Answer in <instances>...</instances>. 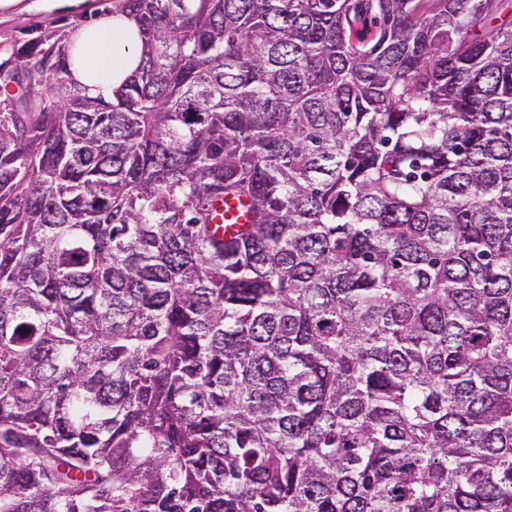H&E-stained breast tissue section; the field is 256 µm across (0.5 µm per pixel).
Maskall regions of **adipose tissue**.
<instances>
[{
  "instance_id": "obj_1",
  "label": "adipose tissue",
  "mask_w": 512,
  "mask_h": 512,
  "mask_svg": "<svg viewBox=\"0 0 512 512\" xmlns=\"http://www.w3.org/2000/svg\"><path fill=\"white\" fill-rule=\"evenodd\" d=\"M141 36L137 23L110 14L84 25L73 38L69 71L88 96L106 97L137 69Z\"/></svg>"
}]
</instances>
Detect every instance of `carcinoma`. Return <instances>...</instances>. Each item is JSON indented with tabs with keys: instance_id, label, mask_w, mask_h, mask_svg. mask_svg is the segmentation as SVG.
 <instances>
[{
	"instance_id": "carcinoma-1",
	"label": "carcinoma",
	"mask_w": 512,
	"mask_h": 512,
	"mask_svg": "<svg viewBox=\"0 0 512 512\" xmlns=\"http://www.w3.org/2000/svg\"><path fill=\"white\" fill-rule=\"evenodd\" d=\"M117 2L0 112V512H512V0Z\"/></svg>"
}]
</instances>
